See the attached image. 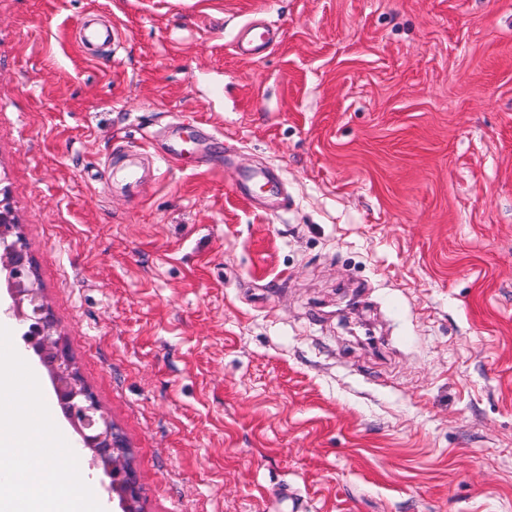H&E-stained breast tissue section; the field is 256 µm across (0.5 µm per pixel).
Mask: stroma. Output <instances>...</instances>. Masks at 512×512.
<instances>
[{"label":"stroma","mask_w":512,"mask_h":512,"mask_svg":"<svg viewBox=\"0 0 512 512\" xmlns=\"http://www.w3.org/2000/svg\"><path fill=\"white\" fill-rule=\"evenodd\" d=\"M0 199L145 512H512V0H0ZM259 31V32H258ZM274 25L265 20L253 21L246 25L236 42L237 54L242 57H250L260 53L274 41Z\"/></svg>","instance_id":"35a3bbf8"}]
</instances>
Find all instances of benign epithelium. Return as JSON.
Returning a JSON list of instances; mask_svg holds the SVG:
<instances>
[{
    "label": "benign epithelium",
    "instance_id": "1",
    "mask_svg": "<svg viewBox=\"0 0 512 512\" xmlns=\"http://www.w3.org/2000/svg\"><path fill=\"white\" fill-rule=\"evenodd\" d=\"M0 274L5 275L10 299L0 314L18 320L22 341L47 369L62 415L78 436V447L91 451V465L100 470L112 512H141V487L126 438L76 372L63 338L56 333L54 316L42 295L19 225L10 207L2 205Z\"/></svg>",
    "mask_w": 512,
    "mask_h": 512
}]
</instances>
